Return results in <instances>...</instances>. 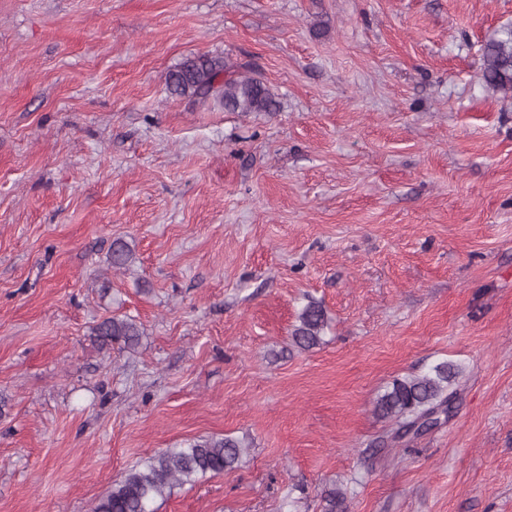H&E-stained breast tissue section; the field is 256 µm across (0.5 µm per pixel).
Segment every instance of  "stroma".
Segmentation results:
<instances>
[{
	"label": "stroma",
	"instance_id": "obj_1",
	"mask_svg": "<svg viewBox=\"0 0 512 512\" xmlns=\"http://www.w3.org/2000/svg\"><path fill=\"white\" fill-rule=\"evenodd\" d=\"M510 27L512 0H0V512H94L224 435L237 467L157 512H512V100L481 78ZM197 54L277 110L171 95ZM124 315L139 344L100 348ZM443 360L448 420L387 443L378 395ZM326 327L324 308L317 302L308 301L298 314L297 324L291 331L292 341L301 350H310L320 345Z\"/></svg>",
	"mask_w": 512,
	"mask_h": 512
}]
</instances>
